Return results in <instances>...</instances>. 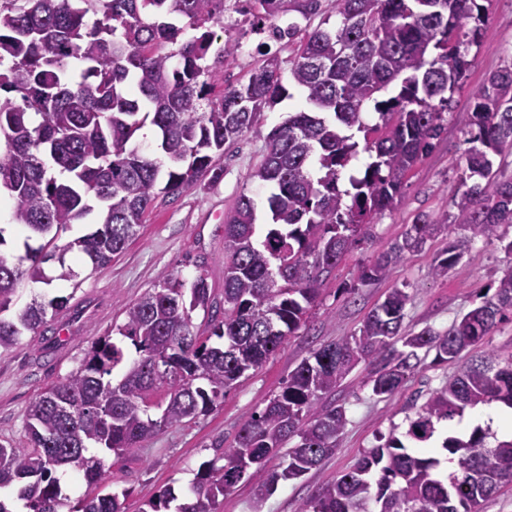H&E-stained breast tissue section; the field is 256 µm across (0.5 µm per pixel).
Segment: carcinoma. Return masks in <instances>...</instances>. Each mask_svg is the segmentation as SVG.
I'll return each instance as SVG.
<instances>
[{
	"mask_svg": "<svg viewBox=\"0 0 512 512\" xmlns=\"http://www.w3.org/2000/svg\"><path fill=\"white\" fill-rule=\"evenodd\" d=\"M278 39L295 43L288 78L266 57L248 77L224 82V65L239 43L215 46L226 0H0V192L23 254L0 253V348L43 330L47 314L70 297L45 293L4 317L22 280L50 285L45 266L60 254L102 267L122 252L157 196H178L223 175L226 151L263 112L299 88L305 106L266 137L252 178L275 188L267 220L254 197L241 194L224 220L223 311L210 316L211 336L195 332L193 313L213 308L199 274L188 283L169 273L86 354L80 368L40 394L25 414L27 442L0 445V493L17 484L29 512L66 505L60 469L70 466L101 487L139 442L164 427L208 413L249 371L257 370L306 324L336 264L363 225L393 210L408 172L440 137L452 94L468 69L493 0H335L340 22L301 31L275 24L288 8L303 16L322 0H244ZM457 213L421 215L373 262L360 281L383 279L389 267L453 220L462 236L434 274L448 273L462 246L476 238L504 241L512 225V178L491 156L512 154V64L489 74L473 92ZM379 122L367 126L364 106ZM155 128L162 158L138 142ZM363 175L339 187L341 170L359 151ZM98 214L97 228L62 245V233ZM409 301L393 288L349 337L321 345L291 372L281 391L208 464L184 498L167 488L142 512H215L219 498L248 478L260 494L298 479L336 452L348 419L336 389L361 362L371 395L391 397L421 356L456 361L512 320V269L495 292L445 331L401 334ZM501 402L512 408V355L465 366L428 393L406 417L402 436L389 434L348 470L323 484L299 512H478L512 483V440L474 428L449 436L442 449L457 469L436 473L429 443L465 411ZM76 512H124L119 496L97 492Z\"/></svg>",
	"mask_w": 512,
	"mask_h": 512,
	"instance_id": "obj_1",
	"label": "carcinoma"
}]
</instances>
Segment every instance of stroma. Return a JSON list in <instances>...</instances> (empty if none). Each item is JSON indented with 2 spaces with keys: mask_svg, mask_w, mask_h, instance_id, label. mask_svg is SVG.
I'll list each match as a JSON object with an SVG mask.
<instances>
[{
  "mask_svg": "<svg viewBox=\"0 0 512 512\" xmlns=\"http://www.w3.org/2000/svg\"><path fill=\"white\" fill-rule=\"evenodd\" d=\"M218 37L240 41L234 61L224 68L225 79L232 82L259 64L261 49L284 61L293 54L287 41H264L244 33L230 13L225 14ZM468 59L466 80L453 95L440 138L408 173L396 209L372 216L365 240L338 262L306 326L257 371L240 379L216 409L157 432L114 463L107 482L112 492L124 495L125 512H140L146 501L169 487L179 494L187 492L203 465L216 459L218 449L231 447L245 421L278 394L289 372L320 344L354 333L389 289L404 287L410 294L403 322L408 333L426 326L447 330L459 315L480 305L483 296L494 293L503 270L512 267V254L497 240L468 243L455 268L434 274L435 258L459 236L454 228L437 235L424 251L408 254L384 280L359 281L362 268L400 238L418 214L435 217L451 211L464 168L472 94L491 72L512 63V0H493L480 44L470 48ZM299 105L294 97L265 110L260 124L225 155L224 176L218 183L204 180L178 197H158L134 238L108 265H82L76 281L53 282L51 292L69 296L70 307L47 320L51 327H68V338L53 346L45 336L28 332L13 347L0 349V444L24 445L29 404L75 371L96 339L122 323L129 307L163 274L175 273L187 281L202 274L215 293H222L224 215L240 194L265 201L270 189L251 173L263 157L266 136ZM460 368L457 362L437 365L424 359L400 392L380 399L364 387L367 370L357 365L336 390L337 400L351 408L336 453L304 477L279 484L262 512H297L321 485L377 445L379 436L405 429L414 406Z\"/></svg>",
  "mask_w": 512,
  "mask_h": 512,
  "instance_id": "1",
  "label": "stroma"
}]
</instances>
